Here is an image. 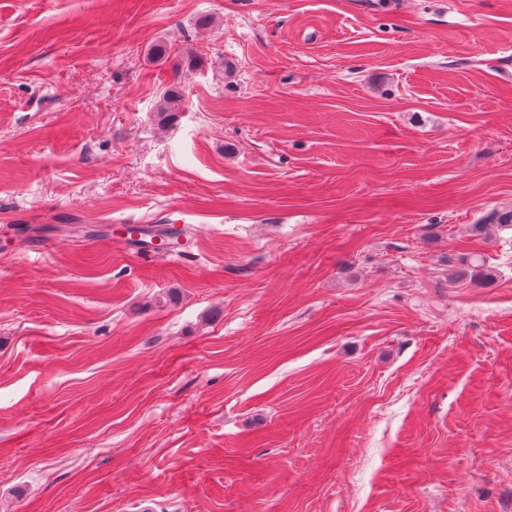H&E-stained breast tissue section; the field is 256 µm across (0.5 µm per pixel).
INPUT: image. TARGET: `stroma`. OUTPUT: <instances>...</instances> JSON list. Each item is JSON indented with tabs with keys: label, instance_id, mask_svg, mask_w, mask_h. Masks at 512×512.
Segmentation results:
<instances>
[{
	"label": "stroma",
	"instance_id": "1",
	"mask_svg": "<svg viewBox=\"0 0 512 512\" xmlns=\"http://www.w3.org/2000/svg\"><path fill=\"white\" fill-rule=\"evenodd\" d=\"M510 207L512 0H0V512H512ZM184 94L179 83H173L165 89L157 108L158 123L161 126L171 125L182 111ZM511 228L512 227V209L493 210L484 215L477 224H472L474 235H483L491 228Z\"/></svg>",
	"mask_w": 512,
	"mask_h": 512
}]
</instances>
